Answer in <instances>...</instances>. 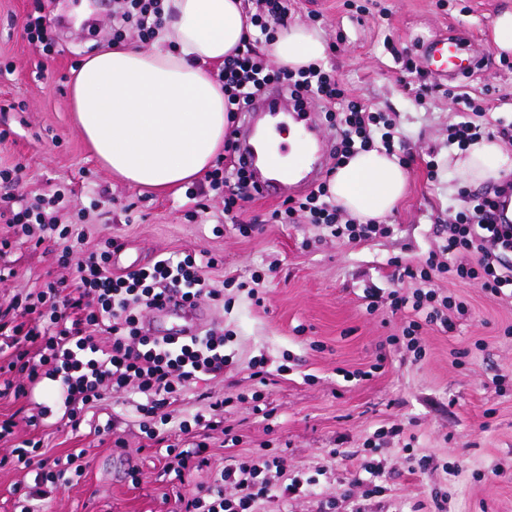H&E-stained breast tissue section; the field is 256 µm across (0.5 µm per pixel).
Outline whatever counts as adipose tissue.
<instances>
[{
	"mask_svg": "<svg viewBox=\"0 0 512 512\" xmlns=\"http://www.w3.org/2000/svg\"><path fill=\"white\" fill-rule=\"evenodd\" d=\"M154 47H108L87 56L72 86L78 127L101 165L124 182L169 190L215 168L229 125L221 84L207 69L233 55L247 35L243 0H161ZM319 32L280 28L268 53L292 70L325 59ZM464 183L512 173V152L481 137L459 152ZM408 172L382 146L355 152L328 183L343 212L366 224L392 214Z\"/></svg>",
	"mask_w": 512,
	"mask_h": 512,
	"instance_id": "adipose-tissue-1",
	"label": "adipose tissue"
}]
</instances>
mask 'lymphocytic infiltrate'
<instances>
[{"mask_svg": "<svg viewBox=\"0 0 512 512\" xmlns=\"http://www.w3.org/2000/svg\"><path fill=\"white\" fill-rule=\"evenodd\" d=\"M256 5V12L246 18L258 28V35L248 36L218 74L228 112L242 111L264 86L279 85L298 103L320 102L325 122L336 130L332 168H339L358 147L378 142L393 151L392 118L348 99L332 71L319 64L298 72L271 64L258 44L273 41L277 29L286 25L291 3L256 0ZM161 25L158 0H116L113 41H121L132 26L146 41ZM447 96L458 116L448 126V143L463 150L488 133L483 107L467 91L451 90ZM327 194L326 184H318L286 199L284 207L271 211L269 220L296 224L305 219L331 228L336 237L351 243L388 232L385 224L343 219L336 204L327 202ZM491 206L490 193L471 195L466 210L439 226L438 250L415 265L398 257L390 260L392 280L415 286L412 293L396 289L388 295L392 311L407 315L391 341L412 349L415 358L425 355L419 338L424 327L451 331L454 314L466 312L463 303L437 291L436 280H459L500 298L512 288V224L494 223ZM68 209L67 191L61 187L30 200L11 193L0 196V225L14 240L38 247L54 244L57 265L75 269L72 278L50 276L39 287L16 290L0 302V399L11 396L38 405V413L26 417V426L40 429L52 418L76 430L84 412L105 397L118 401L129 389H137L145 398L137 407L141 433L150 446L164 447L167 469L183 478L207 464L208 446L199 442L185 449L167 443L165 428L186 383L223 378L225 366L233 360L226 352L229 337L223 328L211 327L181 345L153 340L144 330L143 315L169 291L193 305L203 298L223 301V289L209 287L201 273L203 266L215 267L219 261L212 257L201 264L195 254L182 252L113 272L115 239L88 245L76 235L74 220L64 219ZM85 457L82 451L63 459L49 455L41 441L32 439L11 449L9 463L35 472L33 485L15 488L19 512H35L36 501L81 477ZM282 474L283 461L277 454L232 457L215 470L212 487L199 489L188 500L185 512H255L261 501L284 506L289 497L307 494L317 484L312 476L285 483ZM227 483L237 488V498L224 497L221 488Z\"/></svg>", "mask_w": 512, "mask_h": 512, "instance_id": "f902f5d3", "label": "lymphocytic infiltrate"}]
</instances>
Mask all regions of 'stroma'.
Instances as JSON below:
<instances>
[{
	"mask_svg": "<svg viewBox=\"0 0 512 512\" xmlns=\"http://www.w3.org/2000/svg\"><path fill=\"white\" fill-rule=\"evenodd\" d=\"M366 0H295L291 22L319 30L332 68L348 94L396 122V156L411 154L404 196L388 222L389 234L361 243L332 236L321 224H268L265 215L282 197L242 200L240 219L248 235L224 221V198L206 180L159 193L112 178L92 154L74 118L70 89L84 58L112 42L113 0H0V164H21L20 194L34 197L56 187L72 188V210L92 211L83 231L89 244L115 238L123 245L115 269L144 265L162 253L190 251L220 265L204 268L210 287L224 291L228 306L206 304L205 326L233 335V360L220 381L199 380L182 389L179 416L205 411L209 398L233 397L224 410L222 430L183 435L170 425L169 440L180 447L193 438L210 443V467L184 478L168 473L153 449L143 448L136 405L102 401L80 430L18 425L0 441L6 448L25 439H44L53 456L85 449L89 465L78 484L38 502L39 512H183L185 501L204 484L210 469L232 455L268 449L282 457L286 476L316 474L330 449L345 451L313 493L289 501L288 512H319L332 502L345 512L362 501L365 512H431L434 497L447 512H512V299L502 300L451 279L442 292L464 301L468 314L453 331L427 327L421 332L426 354L415 359L392 345L404 315L387 303L366 312L363 291L413 284L391 281L390 258L408 263L436 250L438 225L463 205L465 189L450 161L457 149L448 143L455 111L440 92L415 101L407 89L399 51L420 56L436 36L462 38L468 53L485 64L458 85L472 94L488 91L491 123H512V69L502 66L494 40L496 15L512 0H380L364 13ZM41 11L50 21L51 51L29 43L27 16ZM436 176H429V168ZM0 267L13 269L9 285L31 288L52 267L43 249L11 244L0 253ZM262 274L259 299L246 286ZM265 358L276 375L265 395L274 414H253L250 397L258 385L252 364ZM368 371L365 380L357 371ZM114 415V433L91 434L105 413ZM402 425L399 436L387 435ZM236 436L222 446L223 429ZM122 437L124 447L113 445ZM431 456L433 465L412 471L407 456ZM381 466L380 494L365 497L357 476L365 462ZM139 482H132L131 472Z\"/></svg>",
	"mask_w": 512,
	"mask_h": 512,
	"instance_id": "obj_1",
	"label": "stroma"
}]
</instances>
